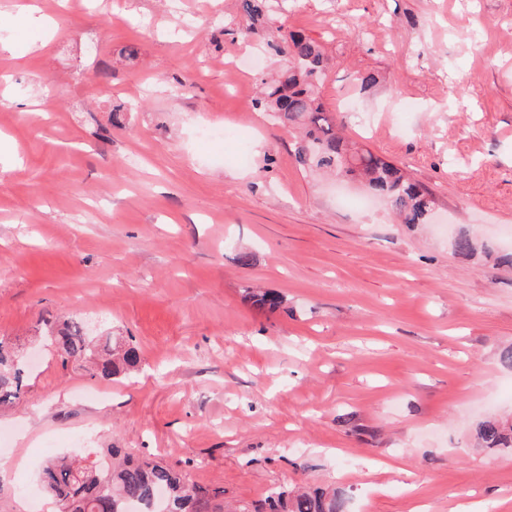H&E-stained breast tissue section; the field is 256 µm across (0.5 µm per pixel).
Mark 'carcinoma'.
Listing matches in <instances>:
<instances>
[{"label": "carcinoma", "instance_id": "obj_1", "mask_svg": "<svg viewBox=\"0 0 512 512\" xmlns=\"http://www.w3.org/2000/svg\"><path fill=\"white\" fill-rule=\"evenodd\" d=\"M249 25L247 37L260 36L268 47L286 57V66L264 82L257 106L281 124L301 130L295 159L311 172H330L362 181L388 202L400 224H426L435 206L432 194L412 181L398 166L340 135L336 122L318 97L326 77L321 45L302 32L280 41L281 27L270 19L268 0H237ZM251 306L274 311L282 300L277 293L249 291ZM45 338L62 362L91 359L89 374L110 379L137 368L139 347L132 342L112 344V337L92 340L79 322L50 326ZM27 366L13 344L0 339V404L13 403L24 394ZM489 448L512 449V424L489 418L478 428ZM40 484L58 512H224V490L190 482L172 467L134 459L121 448H108L103 458L51 459L42 469ZM345 502L323 492L290 495L279 488L269 495V512H344Z\"/></svg>", "mask_w": 512, "mask_h": 512}]
</instances>
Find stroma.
I'll return each instance as SVG.
<instances>
[{"label":"stroma","instance_id":"stroma-1","mask_svg":"<svg viewBox=\"0 0 512 512\" xmlns=\"http://www.w3.org/2000/svg\"><path fill=\"white\" fill-rule=\"evenodd\" d=\"M236 15V0H0V338L32 354L25 396L0 405V512H57L47 460L112 447L223 489L224 512H260L281 486L347 512H512V451L476 438L512 418V0L274 9L321 44L319 95L345 135L434 197L415 226L299 167L296 131L253 103L284 60ZM26 35L40 49L14 57ZM365 72L381 81L355 95ZM252 288L281 307L253 309ZM55 317L134 339L141 370L61 364L41 338Z\"/></svg>","mask_w":512,"mask_h":512}]
</instances>
